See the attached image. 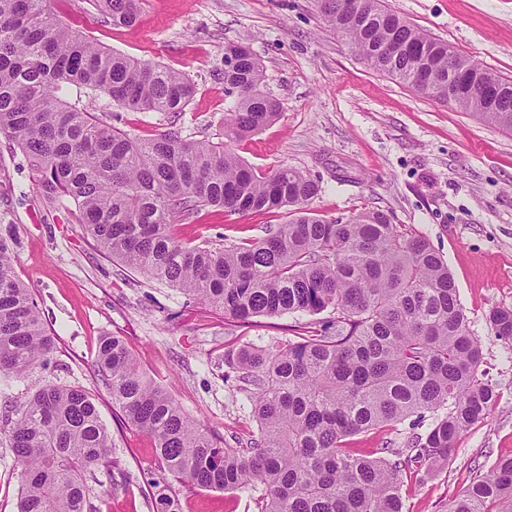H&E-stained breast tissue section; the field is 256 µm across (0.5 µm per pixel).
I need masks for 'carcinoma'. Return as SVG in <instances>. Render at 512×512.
Returning a JSON list of instances; mask_svg holds the SVG:
<instances>
[{
  "mask_svg": "<svg viewBox=\"0 0 512 512\" xmlns=\"http://www.w3.org/2000/svg\"><path fill=\"white\" fill-rule=\"evenodd\" d=\"M53 0H0V135L35 171L34 189L75 208L104 256L165 283L241 324L254 317L319 314L303 332L273 345L224 354L251 406L257 432L226 448L142 369L122 338L100 337L95 367L124 421L154 440L163 477L154 512H181L168 478L240 491L258 512H402L399 474L436 466L459 435L497 401L479 377L481 341L469 329L448 265L422 236L383 211L343 220L308 208L319 182L296 168L258 172L232 148L279 116L261 63L242 54L219 72L228 102L218 140L182 134L179 117L195 94L181 73L112 53L67 23ZM115 26L135 23L141 0H95ZM326 27L372 70L512 131V77L484 68L411 25L383 0H317ZM102 91L132 112H163L170 126L144 138L107 125L62 98ZM288 208L264 237L228 247L182 241L177 227L210 208ZM0 236V376H25L56 348L33 288L18 280ZM512 339V309L489 314ZM22 467L18 512H89L85 474L116 467L112 437L84 389L49 383L23 407H4ZM408 424L407 447L364 455L348 446L360 432ZM512 512V458L498 460L448 512Z\"/></svg>",
  "mask_w": 512,
  "mask_h": 512,
  "instance_id": "obj_1",
  "label": "carcinoma"
}]
</instances>
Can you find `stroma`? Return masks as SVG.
Here are the masks:
<instances>
[{"label":"stroma","mask_w":512,"mask_h":512,"mask_svg":"<svg viewBox=\"0 0 512 512\" xmlns=\"http://www.w3.org/2000/svg\"><path fill=\"white\" fill-rule=\"evenodd\" d=\"M410 24L459 53L512 76V0H385ZM73 27L107 50L182 72L197 88L181 123L194 138L223 132L226 45H246L264 67L265 89L279 117L243 140L238 154L260 171L293 167L317 177L309 206L328 217L388 213L427 239L447 262L471 330L483 345V379L499 397L482 422L464 432L437 470H404L403 512H448V505L495 461L512 458V341L496 336L488 316L512 309V131L419 94L369 69L324 26L316 0H142L133 26L103 22L90 0H57ZM80 107L107 123L151 137L166 130L158 112H130L108 95ZM0 235L11 238L14 272L29 284L57 335L50 365L0 380V404L23 403L50 382L78 386L96 400L112 435L119 470L86 478L94 512H152L151 481L160 468L154 443L124 423L94 367L100 336L122 337L144 370L189 414L229 444L256 430L250 406L224 378V353L245 343L288 336L306 313L260 316L241 326L190 302L179 290L146 282L92 246L73 212L33 193V171L0 135ZM287 210L202 212L183 226L184 241L231 243L263 236L287 222ZM21 467L0 432V512H16ZM182 512H256L237 491L176 485Z\"/></svg>","instance_id":"35a3bbf8"}]
</instances>
